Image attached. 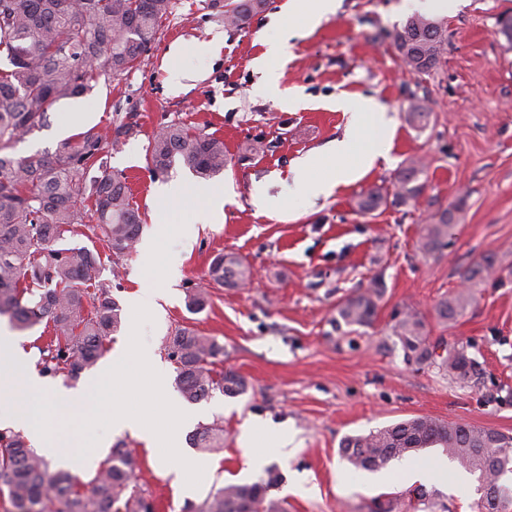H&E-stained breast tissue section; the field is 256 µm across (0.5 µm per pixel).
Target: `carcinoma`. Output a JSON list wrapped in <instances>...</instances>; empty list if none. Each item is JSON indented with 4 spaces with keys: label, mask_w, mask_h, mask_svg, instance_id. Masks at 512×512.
I'll return each instance as SVG.
<instances>
[{
    "label": "carcinoma",
    "mask_w": 512,
    "mask_h": 512,
    "mask_svg": "<svg viewBox=\"0 0 512 512\" xmlns=\"http://www.w3.org/2000/svg\"><path fill=\"white\" fill-rule=\"evenodd\" d=\"M267 0H212L224 11L228 25L241 29L261 12ZM176 0H0V317L21 330L41 324L52 328L39 348L40 372L76 380L94 367L105 340L121 324V308L111 290L99 284L101 258L86 247L61 248L59 243L94 223L116 258L132 251L141 230L139 210L130 203L126 176L110 169L103 139L117 145L136 134L134 122L93 126L61 142L56 151L15 158L12 143L43 126L60 100L85 95L102 76H127L151 50L157 32ZM405 68L431 74L444 59L448 29L423 15L409 17L392 35ZM430 118L421 99L411 97L406 120L423 128ZM224 140L191 127L171 124L154 135L147 154L148 170L165 175L179 163L197 177L209 179L224 170ZM426 166L406 162L391 186L373 185L356 200V211L372 214L388 205L407 206L425 189ZM460 197L437 209L424 225L419 249L441 252L457 213ZM497 257L484 256L465 272L470 287L441 299L436 315L444 324L462 316L474 301L473 287L501 275ZM251 276L250 267L232 253L216 254L208 268L209 281L235 288ZM382 276L359 286L336 303V330L369 327L384 297ZM209 304L205 288L186 294V307L199 313ZM410 364L435 367L456 382L469 385L483 378L481 364L469 345L431 340L427 321L407 311L392 327ZM164 349L174 364V385L190 402L206 400L216 391L236 397L248 390L233 370L216 371L224 359V344L193 328L181 327L166 337ZM192 447L204 452L224 448V424H204L192 434ZM440 447L463 469L478 474V512H503L508 492L504 478L512 475V436L461 423L416 417L347 436L340 453L356 470L377 471L394 459L424 448ZM142 460L134 448L117 445L112 457L86 483L67 472L48 471L44 459L24 436L0 431V496L12 512H155V502L137 483ZM282 482L277 467L251 483H227L195 512H286L285 501L273 495Z\"/></svg>",
    "instance_id": "obj_1"
}]
</instances>
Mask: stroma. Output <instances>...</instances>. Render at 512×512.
Wrapping results in <instances>:
<instances>
[{
	"label": "stroma",
	"instance_id": "obj_1",
	"mask_svg": "<svg viewBox=\"0 0 512 512\" xmlns=\"http://www.w3.org/2000/svg\"><path fill=\"white\" fill-rule=\"evenodd\" d=\"M288 0H268L263 13L242 29L228 27L209 0H178L139 69L122 80L99 79L88 94L56 103L47 126L18 141L21 158L54 151L70 124L86 130L136 114L135 136L104 149L111 169L128 178L143 233L158 237L151 261L138 252L116 259L90 230L67 238L101 256L100 282L118 301L121 325L105 346L106 356L124 348L131 332L129 297L141 289L161 296L160 314L142 327L143 341L158 357L175 329L188 326L224 345V369L243 376L246 394L214 393L183 408L202 423L224 421V447L215 453L186 448L201 457L204 475L196 495L173 486L160 449H145L136 437L110 436L138 450V483L157 512H182L229 482H250L243 431L256 422L283 429L289 453H272L283 475L276 497L288 512H413L410 490H426L439 512H477L476 478H464L449 463L443 478L431 476L437 448L417 461L427 477L413 481L396 466L385 476L354 469L340 455L348 435L415 417L485 426L512 435V278H489L474 288L475 301L456 322L436 317L440 299L459 288L467 268L496 255L512 268V44L498 33L497 18L512 0H449L441 19L448 26L442 66L428 75L409 73L391 34L409 15L403 0H339L335 14L312 25L289 17ZM296 28L288 57L272 60L279 74L276 94L263 91L256 64L269 42ZM184 71L183 86L171 88V68ZM425 98L431 112L422 129L410 126V96ZM372 99L394 120L389 161L378 162L358 182L338 186L328 197L294 193L297 163L345 133L347 117L334 107ZM89 117L78 120L77 110ZM183 123L223 139L227 164L209 180L177 165L162 177L146 167V148L163 126ZM263 142L264 154L249 146ZM426 164V187L416 203L371 215L355 210L358 194L390 183L409 159ZM176 183L185 192L167 209L156 206L157 186ZM223 189L218 223L202 224L210 202L200 188ZM272 203L253 204L255 192ZM466 205L441 254L418 249L421 229L434 206L457 198ZM193 227L195 243L184 249L181 225ZM240 256L252 271L237 288L209 287L210 303L199 313L186 307L188 287L206 283L218 252ZM180 275L169 280L168 270ZM383 274L386 295L372 326L351 333L332 327L336 303L374 274ZM415 309L427 318L431 337L470 342L485 376L462 385L432 367L408 364L392 327L398 313Z\"/></svg>",
	"mask_w": 512,
	"mask_h": 512
}]
</instances>
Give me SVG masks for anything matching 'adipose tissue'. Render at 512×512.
<instances>
[{
  "label": "adipose tissue",
  "instance_id": "obj_1",
  "mask_svg": "<svg viewBox=\"0 0 512 512\" xmlns=\"http://www.w3.org/2000/svg\"><path fill=\"white\" fill-rule=\"evenodd\" d=\"M335 107L348 115L345 135L331 141L321 154L302 159L296 167V191L313 198L330 196L339 185L357 180L360 165L388 160L392 146L386 132L393 121L382 105L370 99L353 108L340 98ZM328 162L335 165L334 177L309 179V172Z\"/></svg>",
  "mask_w": 512,
  "mask_h": 512
}]
</instances>
